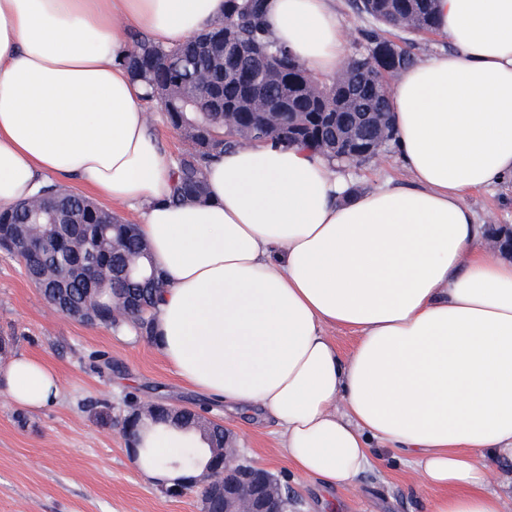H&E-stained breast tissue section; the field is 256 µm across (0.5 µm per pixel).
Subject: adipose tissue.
<instances>
[{"mask_svg":"<svg viewBox=\"0 0 512 512\" xmlns=\"http://www.w3.org/2000/svg\"><path fill=\"white\" fill-rule=\"evenodd\" d=\"M334 0H268L269 36L313 72L346 60ZM225 0H0V207L41 178L137 210L163 272L152 347L195 390L279 429L303 477L348 487L375 449L408 457L430 512H501L512 459V262L484 246L471 194L512 181V0H435L449 50L390 90L410 186L365 194L309 149L272 142L208 166L205 201L171 202L132 29L183 43ZM353 331L341 355L328 328ZM21 406L55 400L38 359L0 367ZM495 477L492 480L491 487L496 489L502 497V512H512V492L511 484L507 487L499 485L502 477L512 475V461L506 458L499 459L494 465Z\"/></svg>","mask_w":512,"mask_h":512,"instance_id":"ef3b65f1","label":"adipose tissue"}]
</instances>
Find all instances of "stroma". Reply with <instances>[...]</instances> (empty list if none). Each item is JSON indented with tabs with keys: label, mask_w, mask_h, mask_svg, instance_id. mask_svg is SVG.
Segmentation results:
<instances>
[{
	"label": "stroma",
	"mask_w": 512,
	"mask_h": 512,
	"mask_svg": "<svg viewBox=\"0 0 512 512\" xmlns=\"http://www.w3.org/2000/svg\"><path fill=\"white\" fill-rule=\"evenodd\" d=\"M380 161L348 165L358 192L409 176L388 145ZM469 205L480 223L512 226V183L473 193ZM0 337L11 355L49 365L60 379L55 403L29 410L0 390V512H202L198 490L163 496L154 479L131 457L119 419L130 397L204 410L230 430L248 458L268 468L298 498L297 512H316L333 497L335 512H429L430 490L418 487L401 455L379 452L377 466L353 486L328 491L301 478L279 446L274 424L238 414L186 385L146 337L78 321L55 311L29 282L21 263L0 254ZM112 358L111 368L97 357Z\"/></svg>",
	"instance_id": "stroma-1"
}]
</instances>
